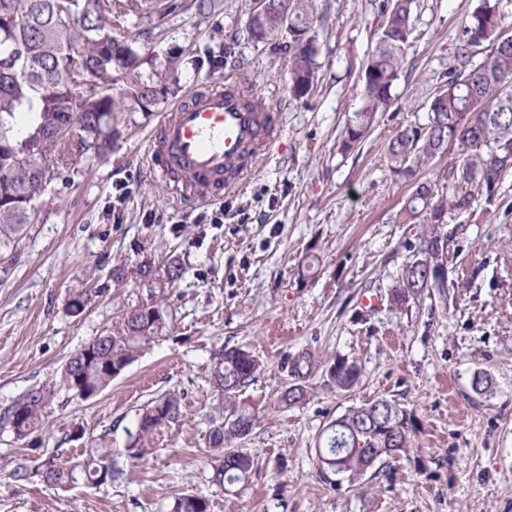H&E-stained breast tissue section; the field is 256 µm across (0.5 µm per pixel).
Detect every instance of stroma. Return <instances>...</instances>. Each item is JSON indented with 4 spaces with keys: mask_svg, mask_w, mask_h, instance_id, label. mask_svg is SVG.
<instances>
[{
    "mask_svg": "<svg viewBox=\"0 0 512 512\" xmlns=\"http://www.w3.org/2000/svg\"><path fill=\"white\" fill-rule=\"evenodd\" d=\"M380 0H315L318 81L304 98L290 91L281 55L239 39L214 66L225 41L245 27V0H224L220 15L186 10L164 33L144 25L125 37L165 58L181 54L177 91L147 112H120L118 135L103 156L76 159L68 183L46 192L38 223L0 263V412L33 387L58 382L77 350L143 306L164 310L166 335L142 351L96 396L58 391L42 428L20 438L0 426V512H170L188 492L211 512H512V171L492 202L448 214V288L398 308L391 293L422 227L392 217L409 182L390 169L387 144L400 128L426 123L445 87L459 19L478 0H416L414 31L391 102L363 141L342 152L347 123L362 109V67L382 24ZM248 78L280 113L278 142L224 195V221L207 204L185 206L149 168L148 141L162 113L194 88ZM129 176L130 193L111 211L112 182ZM178 265L171 281L167 268ZM150 266L149 276L139 273ZM124 268L123 282L112 273ZM87 291L80 314L67 306ZM377 295L379 304L362 306ZM258 355L263 371L241 398L260 422L243 442L257 463L234 495L210 482L207 434L216 417L209 384L224 346ZM311 352L340 354L362 375L345 393L310 379L302 405L280 409L281 366ZM491 386L479 394L474 373ZM181 397L179 419L157 432L145 457L120 459L112 485L46 484L37 469L56 454L79 461L88 441L111 434L124 447L140 409L167 393ZM387 399L420 419L408 459L375 465L355 482H324L316 466L323 428L352 407ZM81 426L85 439L69 433ZM27 470L28 480L15 478Z\"/></svg>",
    "mask_w": 512,
    "mask_h": 512,
    "instance_id": "obj_1",
    "label": "stroma"
}]
</instances>
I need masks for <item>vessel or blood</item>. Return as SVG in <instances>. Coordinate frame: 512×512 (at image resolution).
Wrapping results in <instances>:
<instances>
[{"instance_id":"b4317fda","label":"vessel or blood","mask_w":512,"mask_h":512,"mask_svg":"<svg viewBox=\"0 0 512 512\" xmlns=\"http://www.w3.org/2000/svg\"><path fill=\"white\" fill-rule=\"evenodd\" d=\"M281 128L275 112L247 111L224 81L188 92L155 127L148 157L173 194L194 205L223 197L255 168Z\"/></svg>"}]
</instances>
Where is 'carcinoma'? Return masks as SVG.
<instances>
[{"label": "carcinoma", "instance_id": "1", "mask_svg": "<svg viewBox=\"0 0 512 512\" xmlns=\"http://www.w3.org/2000/svg\"><path fill=\"white\" fill-rule=\"evenodd\" d=\"M499 0H478L458 25L455 64L448 83L433 99L428 122L398 131L389 141L391 168L411 177L435 158L450 156L437 180L414 185L394 214L397 224H421L417 255L403 268L393 303L400 307L426 290L446 287L435 265L448 235L439 231L450 211L465 212L496 195L501 176L512 169V43H507ZM277 7L253 13L245 10V31L255 44L282 55L290 90L309 95L318 72L319 47L313 32V0H276ZM413 0H381L385 22L363 72L364 106L347 124L341 149L348 152L362 141L377 112L391 101V90L412 33ZM223 0H96L94 11L85 0H0V257L11 251L27 225L37 223L32 192L65 179L74 157L90 151L104 155L112 148V113L147 111L159 99L174 94L169 80L181 60L156 57L119 39L115 30L133 21L163 32L169 17L192 6L202 16L216 13ZM489 53L472 61L475 48ZM122 81L119 92L114 85ZM244 105L262 112L265 104L250 95L252 85L239 82ZM168 315L157 307L130 314L122 332L107 333L78 350L65 364L60 385L88 399L112 384L140 352L168 328ZM314 356L302 352L281 366L287 379L278 404L292 408L309 396ZM262 370L257 356L241 347H224L214 359L210 387L220 422L208 432L214 453L210 480L227 494L248 482L253 458L236 443L253 431L258 413L239 399ZM361 370L355 361L337 355L323 370L324 385L348 391ZM55 387L33 388L4 412V422L16 436L25 437L43 424ZM180 399L167 394L148 402L137 414L134 429L126 430L124 448L100 438L93 454L73 465L50 458L43 462V481L67 487L83 482L110 486L123 470L119 458L141 459L156 432L175 422ZM419 429L417 416L386 399L348 409L332 420L318 448L324 478H361L374 465L407 453ZM173 512H211L210 500L193 493L175 498Z\"/></svg>", "mask_w": 512, "mask_h": 512}]
</instances>
